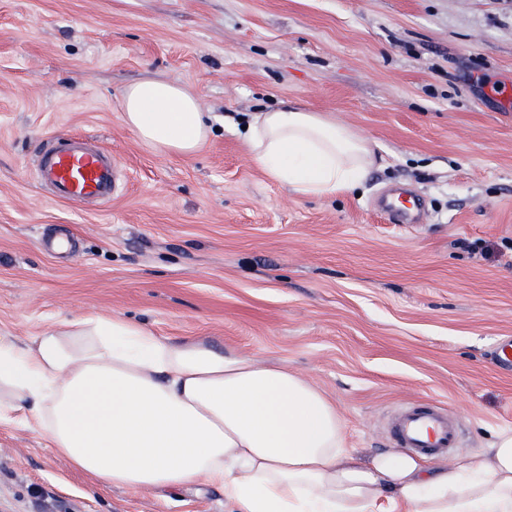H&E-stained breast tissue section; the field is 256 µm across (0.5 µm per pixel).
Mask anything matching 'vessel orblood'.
Returning <instances> with one entry per match:
<instances>
[{
  "mask_svg": "<svg viewBox=\"0 0 512 512\" xmlns=\"http://www.w3.org/2000/svg\"><path fill=\"white\" fill-rule=\"evenodd\" d=\"M44 184L58 200L90 204L103 199L115 186L111 163L99 150L70 144L53 145L40 164ZM397 447L437 458L457 447L458 428L447 409L431 402L408 404L390 428Z\"/></svg>",
  "mask_w": 512,
  "mask_h": 512,
  "instance_id": "b4317fda",
  "label": "vessel or blood"
}]
</instances>
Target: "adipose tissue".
I'll list each match as a JSON object with an SVG mask.
<instances>
[{
    "mask_svg": "<svg viewBox=\"0 0 512 512\" xmlns=\"http://www.w3.org/2000/svg\"><path fill=\"white\" fill-rule=\"evenodd\" d=\"M122 119L154 149L189 156L211 128L195 97L147 79ZM251 161L302 196L360 183L369 142L301 106L259 112ZM29 412L74 470L111 487H219L236 512H512V431L486 452L428 465L346 447L335 405L284 366L169 342L120 315L87 313L24 342L0 335V425Z\"/></svg>",
    "mask_w": 512,
    "mask_h": 512,
    "instance_id": "ef3b65f1",
    "label": "adipose tissue"
}]
</instances>
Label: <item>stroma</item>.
Instances as JSON below:
<instances>
[{
  "label": "stroma",
  "mask_w": 512,
  "mask_h": 512,
  "mask_svg": "<svg viewBox=\"0 0 512 512\" xmlns=\"http://www.w3.org/2000/svg\"><path fill=\"white\" fill-rule=\"evenodd\" d=\"M160 79L212 117L194 155L122 120ZM301 105L374 145L359 186L300 196L248 157L253 112ZM108 151L112 199H55L36 168L60 138ZM419 197L424 221L379 202ZM90 312L285 365L334 402L348 447L445 406L450 458L512 429V0H0V333ZM0 512H232L220 488L98 484L26 416L0 427Z\"/></svg>",
  "instance_id": "stroma-1"
}]
</instances>
